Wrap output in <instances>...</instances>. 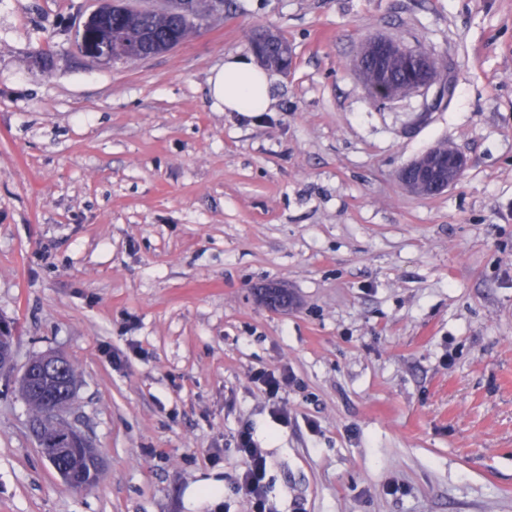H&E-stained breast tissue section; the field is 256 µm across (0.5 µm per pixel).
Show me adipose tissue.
<instances>
[{"instance_id": "obj_1", "label": "adipose tissue", "mask_w": 512, "mask_h": 512, "mask_svg": "<svg viewBox=\"0 0 512 512\" xmlns=\"http://www.w3.org/2000/svg\"><path fill=\"white\" fill-rule=\"evenodd\" d=\"M269 73L253 58L231 55L209 78V97L220 112H264L270 107Z\"/></svg>"}]
</instances>
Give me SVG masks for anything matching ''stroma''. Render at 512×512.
<instances>
[{"mask_svg": "<svg viewBox=\"0 0 512 512\" xmlns=\"http://www.w3.org/2000/svg\"><path fill=\"white\" fill-rule=\"evenodd\" d=\"M95 7L0 0V512H253L245 427L273 512H512V0H224L127 64L74 46ZM266 30L292 49L270 108L215 111L209 76ZM373 37L438 55L449 97L373 104ZM439 144L461 180L407 192ZM49 351L101 455L87 491L17 392ZM263 369L293 376L279 401ZM439 146L432 147L419 155L399 174L400 183L418 196L434 195L457 184L468 167L467 157L460 151H448V167L444 165V152ZM236 442L241 458L237 481L238 492L250 499L253 512H272L267 508L263 484L267 468V455L264 448L255 441L249 428L239 431Z\"/></svg>", "mask_w": 512, "mask_h": 512, "instance_id": "obj_1", "label": "stroma"}]
</instances>
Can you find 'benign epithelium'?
<instances>
[{"mask_svg": "<svg viewBox=\"0 0 512 512\" xmlns=\"http://www.w3.org/2000/svg\"><path fill=\"white\" fill-rule=\"evenodd\" d=\"M163 6L154 9L156 13H173L190 18L195 15L197 0H176V7H170L168 0H160ZM112 17V0H99L95 10L82 28L76 30L75 40L78 49L94 62H136L134 53L123 54L112 45V30L108 19ZM280 48L282 60H288L289 48L278 44L273 34L258 39L253 44L254 52L263 65L270 62L275 48ZM401 66L411 77V84L405 88L393 80V72ZM356 72L363 80L373 101L378 105L393 102L405 94L427 95L430 89H436L441 97L450 92L451 83L445 77L446 71L434 65L432 52L401 41L382 37H374L363 45L355 64ZM468 167L467 157L460 151L441 152L435 146L414 159L399 174L400 183L411 193L428 196L430 191H445L457 184ZM65 369L60 356L52 355L30 360L23 368L21 377L31 380L36 375L52 374ZM65 408H53L56 419L62 423L71 444L84 449L88 462L101 467V459L97 449L85 439L83 432L63 416ZM59 460L50 464L65 486L71 489H88L90 485L83 482L82 464L72 465L69 462V449L57 450Z\"/></svg>", "mask_w": 512, "mask_h": 512, "instance_id": "benign-epithelium-1", "label": "benign epithelium"}]
</instances>
